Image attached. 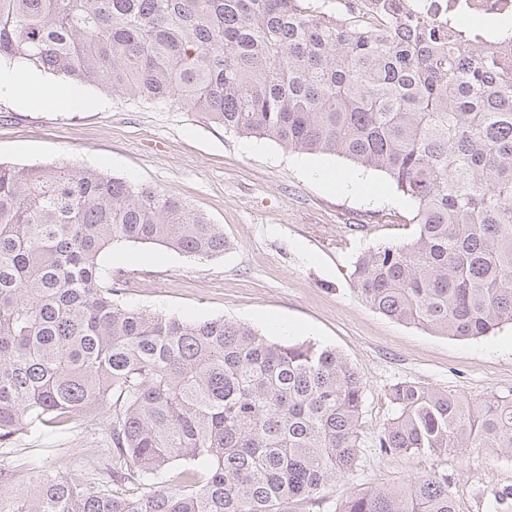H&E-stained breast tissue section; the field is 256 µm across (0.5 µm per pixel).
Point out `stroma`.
Segmentation results:
<instances>
[{"label": "stroma", "mask_w": 512, "mask_h": 512, "mask_svg": "<svg viewBox=\"0 0 512 512\" xmlns=\"http://www.w3.org/2000/svg\"><path fill=\"white\" fill-rule=\"evenodd\" d=\"M103 102L86 110L49 99L20 105L0 97V162H70L174 194L220 225L231 247L195 259L171 249L118 243L102 257L122 304L183 319L224 318L268 334V323L295 324L294 340L335 348L365 386L364 447L357 469L332 478L317 504L335 512L354 490L391 486L429 472L448 474L458 512H497L512 488V455L486 448L441 456H380L372 441L392 417L393 385L413 382L478 401L512 395V325L455 339L398 323L369 308L354 290L356 259L381 244L410 242L412 202L387 175L367 171L374 198L329 189L312 169L352 172L351 161L306 155L224 130L177 106L124 100L96 85ZM102 415H79L56 434L28 431L0 447V460L26 475L51 467L80 479L106 447Z\"/></svg>", "instance_id": "stroma-1"}]
</instances>
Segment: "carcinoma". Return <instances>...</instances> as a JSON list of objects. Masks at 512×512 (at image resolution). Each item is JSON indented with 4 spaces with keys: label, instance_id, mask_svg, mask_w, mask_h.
I'll list each match as a JSON object with an SVG mask.
<instances>
[{
    "label": "carcinoma",
    "instance_id": "obj_1",
    "mask_svg": "<svg viewBox=\"0 0 512 512\" xmlns=\"http://www.w3.org/2000/svg\"><path fill=\"white\" fill-rule=\"evenodd\" d=\"M381 0L377 29L307 0H0V63L176 104L226 131L385 173L416 237L356 260L375 311L472 339L512 324V26L500 49ZM119 242L213 257L229 242L173 194L69 163H0V446L108 414L103 468L0 483V512H293L359 465L364 383L336 349L114 300ZM379 455L512 453V399L393 386ZM166 475L164 485L152 479ZM336 512H457L448 475Z\"/></svg>",
    "mask_w": 512,
    "mask_h": 512
}]
</instances>
